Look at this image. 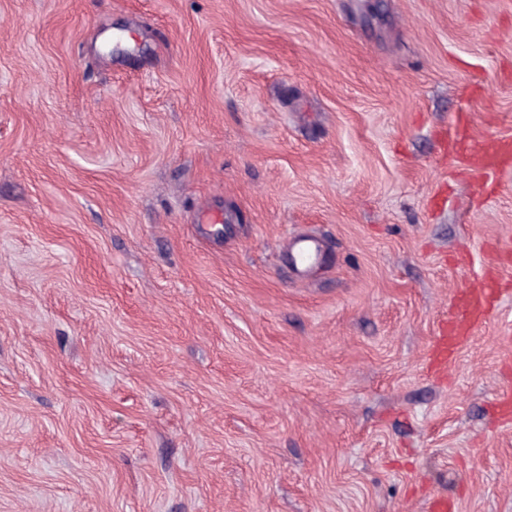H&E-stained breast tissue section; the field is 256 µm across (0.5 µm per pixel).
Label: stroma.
Returning a JSON list of instances; mask_svg holds the SVG:
<instances>
[{
  "label": "stroma",
  "instance_id": "1",
  "mask_svg": "<svg viewBox=\"0 0 512 512\" xmlns=\"http://www.w3.org/2000/svg\"><path fill=\"white\" fill-rule=\"evenodd\" d=\"M462 111L512 136V0H0V512H512ZM322 241L313 235H297L288 241L286 259L288 268L299 276H308L318 267ZM501 296L497 276L488 269L477 285L458 289L452 298L447 324L443 325L430 351L431 363L445 368L472 331L482 325Z\"/></svg>",
  "mask_w": 512,
  "mask_h": 512
}]
</instances>
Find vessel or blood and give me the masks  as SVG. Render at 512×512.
I'll return each instance as SVG.
<instances>
[{
  "label": "vessel or blood",
  "mask_w": 512,
  "mask_h": 512,
  "mask_svg": "<svg viewBox=\"0 0 512 512\" xmlns=\"http://www.w3.org/2000/svg\"><path fill=\"white\" fill-rule=\"evenodd\" d=\"M441 138L449 156L463 166L478 186H487L498 173L512 169V138L473 135L468 115H458L442 132ZM321 252L320 238L295 236L286 247L288 267L297 275H309L318 267ZM500 296L496 272L492 269L483 274L477 285L454 293L448 322L442 326L430 351L434 367L447 366L472 331L485 322Z\"/></svg>",
  "instance_id": "1"
}]
</instances>
